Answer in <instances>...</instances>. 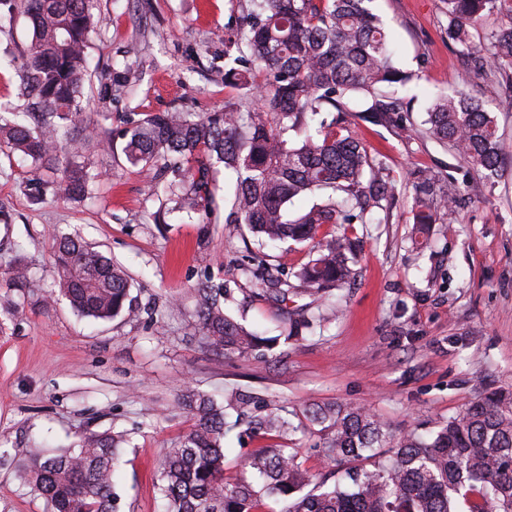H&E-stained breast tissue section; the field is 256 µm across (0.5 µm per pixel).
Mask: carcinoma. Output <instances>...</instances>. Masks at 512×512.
Returning <instances> with one entry per match:
<instances>
[{
    "mask_svg": "<svg viewBox=\"0 0 512 512\" xmlns=\"http://www.w3.org/2000/svg\"><path fill=\"white\" fill-rule=\"evenodd\" d=\"M374 0H251L243 17L238 55L224 49V83L240 94L224 110L145 115L124 131L127 163L152 174L157 188L176 204L209 220L217 166L236 176L227 224H247L263 243L311 245L309 260L293 277L310 298L304 318L327 321L340 312L333 290L353 277L356 244L346 224H366L367 213L394 195L384 163L368 154L345 125L347 114L390 125L402 103L386 89L408 84L413 75L392 62L386 28ZM448 39L482 64L488 58L512 84V0H445ZM32 40L20 73L29 110L0 104V141L32 160L38 195L84 199L91 175L69 161L60 178L46 180L64 152L78 155L76 142L92 137L77 125L87 77L86 48L95 21L89 0H25ZM496 11L507 24L487 48L477 47L470 29ZM262 72L266 82L258 84ZM424 133L450 147L490 183L502 176L504 159L496 116L457 88L436 97ZM414 224L421 231L441 215L451 216L460 196L454 180L422 175L414 185ZM312 196L311 206L290 210ZM334 227L320 233L323 226ZM59 291L80 315L108 320L131 303L133 279L112 258L77 236L59 239L54 254ZM14 288L32 290L28 268L10 272ZM262 291L284 302L294 286L268 272ZM198 335L226 355L248 356L266 338L224 312V284L201 281L195 288ZM195 424L164 450L160 491L166 512H259L263 499L286 502L282 512H512V395L487 391L434 434H391L365 408L336 402L312 403L302 416L319 427L317 453L327 461L352 463L347 484L316 482L298 448H260L247 459L259 482H224L226 411L253 415L254 428L288 443L300 426L281 406L259 410L252 394L236 390L224 407L192 391L181 394ZM125 442L109 432L87 431L76 446L57 454L26 450L19 461L34 491L53 512H116L114 473ZM370 462L366 468L364 462Z\"/></svg>",
    "mask_w": 512,
    "mask_h": 512,
    "instance_id": "1",
    "label": "carcinoma"
}]
</instances>
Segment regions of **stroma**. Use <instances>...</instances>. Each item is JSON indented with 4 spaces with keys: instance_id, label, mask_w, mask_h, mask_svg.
Instances as JSON below:
<instances>
[{
    "instance_id": "1",
    "label": "stroma",
    "mask_w": 512,
    "mask_h": 512,
    "mask_svg": "<svg viewBox=\"0 0 512 512\" xmlns=\"http://www.w3.org/2000/svg\"><path fill=\"white\" fill-rule=\"evenodd\" d=\"M248 0H91L96 25L87 46L88 79L80 121L114 147L83 145L97 173L90 198L36 202L29 161L0 147V512H51L25 482L24 449L71 447L84 431L126 435L116 476L119 512H165L163 449L192 427L183 389L223 399L250 391L302 410L338 401L374 413L393 433H427L492 388L512 393V87L475 68L448 39L442 0H375L391 35L393 61L412 73L398 90L408 109L398 125L347 123L396 184L371 224H352L360 241L353 284L337 289L342 316L303 329L281 354L227 356L202 344L194 286L223 283L226 313L267 337L288 333L290 298L279 307L241 273L248 258L280 273L309 259L306 247H262L243 224L227 223L232 177L214 175L216 218L161 214L149 175L130 166L121 132L149 113L223 110L237 91L224 84V45L236 40ZM32 38L23 0H0V103L26 111L19 71ZM467 87L495 112L504 174L495 185L420 128L432 98ZM406 124V125H407ZM452 177L464 188L452 223L413 233L418 171ZM72 233L132 276L133 313L102 321L78 315L55 287V237ZM27 263L36 292L8 287L16 260ZM277 438L239 421L227 435L224 478L252 480L245 461Z\"/></svg>"
}]
</instances>
